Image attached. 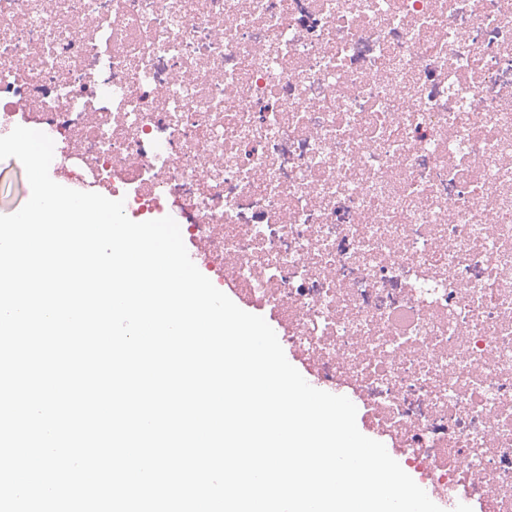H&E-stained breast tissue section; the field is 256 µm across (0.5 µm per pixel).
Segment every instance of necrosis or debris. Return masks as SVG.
<instances>
[{
	"label": "necrosis or debris",
	"mask_w": 512,
	"mask_h": 512,
	"mask_svg": "<svg viewBox=\"0 0 512 512\" xmlns=\"http://www.w3.org/2000/svg\"><path fill=\"white\" fill-rule=\"evenodd\" d=\"M176 220L431 498L512 512V0H0V132Z\"/></svg>",
	"instance_id": "necrosis-or-debris-1"
}]
</instances>
